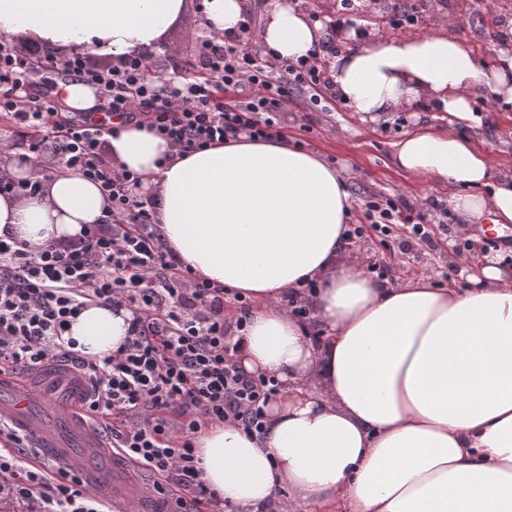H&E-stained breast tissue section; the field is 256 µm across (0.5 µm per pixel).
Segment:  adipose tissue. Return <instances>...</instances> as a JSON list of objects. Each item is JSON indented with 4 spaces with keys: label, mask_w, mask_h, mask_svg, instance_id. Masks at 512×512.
Segmentation results:
<instances>
[{
    "label": "adipose tissue",
    "mask_w": 512,
    "mask_h": 512,
    "mask_svg": "<svg viewBox=\"0 0 512 512\" xmlns=\"http://www.w3.org/2000/svg\"><path fill=\"white\" fill-rule=\"evenodd\" d=\"M194 19L232 42L246 17L242 0H204L199 16L188 0H0L1 33L115 59L151 56L172 26ZM256 37L289 62L335 39L331 79L353 112L447 115L446 126L395 142V165L447 186L461 223H512V176L494 177L472 107L489 95L512 109V55L487 68L439 9L430 32L392 39L344 24L329 31L298 0H267ZM107 149L157 197L168 248L253 301L237 358L283 386L262 437L229 424L199 434L202 478L221 498L243 512L283 489L304 512H512L511 272L482 266L463 291L426 277L374 283L344 246L342 176L281 140L241 136L168 162L164 138L116 120ZM111 206L97 182L65 172L39 194L0 195V233L59 242ZM307 281L318 285L304 299L325 330L317 343L283 303ZM129 317L92 304L70 335L88 354L109 353Z\"/></svg>",
    "instance_id": "1"
}]
</instances>
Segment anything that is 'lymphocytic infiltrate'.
Listing matches in <instances>:
<instances>
[{
  "label": "lymphocytic infiltrate",
  "mask_w": 512,
  "mask_h": 512,
  "mask_svg": "<svg viewBox=\"0 0 512 512\" xmlns=\"http://www.w3.org/2000/svg\"><path fill=\"white\" fill-rule=\"evenodd\" d=\"M73 80L94 88L100 119L66 109L59 86ZM292 86L321 103L330 86L323 49L281 64L211 34L197 41L185 76L174 81L139 56L92 66L81 55L44 54L0 36V117L18 131L17 139L0 142V156L22 152L34 170L19 179L0 164V193L33 195L68 171L98 182L112 202L100 223L85 225L74 240L0 239V373L58 362L84 378L88 412L104 425L113 452L149 473L153 490L175 499L179 512L218 505L239 512L203 480L197 438L220 424L262 436L266 408L282 386L236 366L227 335L245 330L249 302L235 295L238 312L226 313L227 288L175 259L154 199L137 191L140 176L119 169L108 154L109 121L145 125L178 155L240 135L278 140L288 129ZM361 206L365 221L348 225L346 243L371 230L387 247L397 241L419 255L437 248L422 210L377 195ZM91 304L130 314L124 340L102 357L79 351L66 335ZM0 438L7 444L0 450V500L26 504L29 512H112L68 475L33 465L10 427L0 426Z\"/></svg>",
  "instance_id": "1"
}]
</instances>
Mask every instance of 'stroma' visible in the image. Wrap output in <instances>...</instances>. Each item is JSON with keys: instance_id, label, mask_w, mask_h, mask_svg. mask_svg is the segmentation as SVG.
Masks as SVG:
<instances>
[{"instance_id": "stroma-1", "label": "stroma", "mask_w": 512, "mask_h": 512, "mask_svg": "<svg viewBox=\"0 0 512 512\" xmlns=\"http://www.w3.org/2000/svg\"><path fill=\"white\" fill-rule=\"evenodd\" d=\"M449 30L468 40L486 66L498 62L501 51L511 43L505 41V27L496 25V16L512 20V0H448L446 7ZM201 27H172L156 53L164 67L192 60L194 45L201 37ZM288 112V142L291 146L318 153L340 170L351 200L383 193L403 196L407 202L421 205L431 199L445 198L448 189L423 175L398 170L392 160V144L413 126L407 112H391L380 120H361L341 101L329 100L326 106L313 105L303 90H293ZM478 108L486 117L490 136L485 149L490 163L499 175L512 173V112L500 111L493 100L482 99ZM352 254L369 259L383 257L389 266L413 277L431 275L437 283L454 278L457 287H469V274L478 266L492 263V256L462 253L454 238L441 239L437 251L413 257L399 250L382 249L378 239H365L351 246Z\"/></svg>"}]
</instances>
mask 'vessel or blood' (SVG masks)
<instances>
[{"instance_id":"obj_1","label":"vessel or blood","mask_w":512,"mask_h":512,"mask_svg":"<svg viewBox=\"0 0 512 512\" xmlns=\"http://www.w3.org/2000/svg\"><path fill=\"white\" fill-rule=\"evenodd\" d=\"M64 372L63 365L42 364L18 381L0 375V424L22 436L38 462H51L81 479L94 499L121 503L125 512H171L172 503L148 486L121 480L128 464L113 455L102 429L89 420L81 398L87 389L83 381L69 384L68 396L52 419L40 415L47 387L62 379Z\"/></svg>"}]
</instances>
